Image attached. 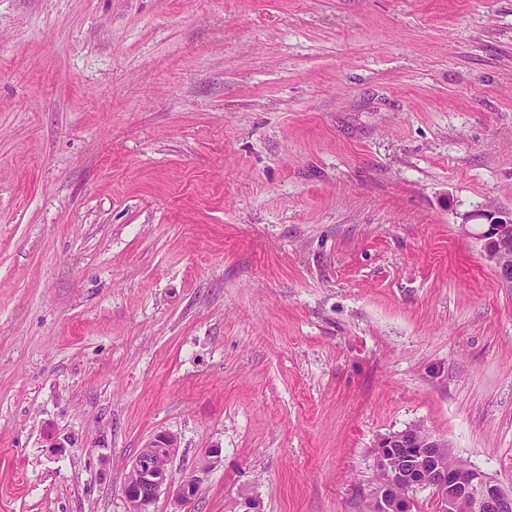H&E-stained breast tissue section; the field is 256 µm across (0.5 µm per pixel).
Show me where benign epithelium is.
<instances>
[{
	"instance_id": "benign-epithelium-1",
	"label": "benign epithelium",
	"mask_w": 512,
	"mask_h": 512,
	"mask_svg": "<svg viewBox=\"0 0 512 512\" xmlns=\"http://www.w3.org/2000/svg\"><path fill=\"white\" fill-rule=\"evenodd\" d=\"M480 218L485 226L479 234L485 256L494 265L501 283L512 288V266L500 261L503 254L512 251V212H489ZM445 447L447 443L440 439L422 440L415 430L408 429L383 438L375 448V456L389 482L401 476L413 488H431L450 512L464 501L470 504L471 512H512L511 489H505L478 469L462 473L446 467L437 454V449ZM178 448L180 441L171 432L159 431L146 440L128 465L123 487L128 512H151V505L164 488L172 490L171 512H185V505L196 499L200 485L195 476L174 478L172 463ZM426 471L430 477L423 485L419 475Z\"/></svg>"
}]
</instances>
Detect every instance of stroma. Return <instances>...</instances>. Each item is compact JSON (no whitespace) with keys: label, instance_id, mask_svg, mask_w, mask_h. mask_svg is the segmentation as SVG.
Masks as SVG:
<instances>
[{"label":"stroma","instance_id":"obj_1","mask_svg":"<svg viewBox=\"0 0 512 512\" xmlns=\"http://www.w3.org/2000/svg\"><path fill=\"white\" fill-rule=\"evenodd\" d=\"M490 210L512 0H0V512L164 430L187 512H364L411 427L512 486Z\"/></svg>","mask_w":512,"mask_h":512}]
</instances>
